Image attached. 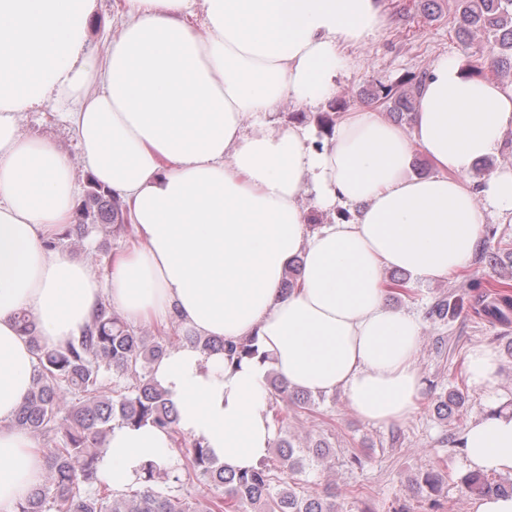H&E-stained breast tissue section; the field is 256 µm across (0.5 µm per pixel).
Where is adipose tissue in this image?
Returning <instances> with one entry per match:
<instances>
[{"label":"adipose tissue","instance_id":"1","mask_svg":"<svg viewBox=\"0 0 512 512\" xmlns=\"http://www.w3.org/2000/svg\"><path fill=\"white\" fill-rule=\"evenodd\" d=\"M93 3L0 0V512L44 482L42 450L15 425L38 363L22 310L55 347L105 299L133 323L255 340L258 357L238 365L186 342L152 366L179 430L232 469L271 451L273 374L290 390L344 391L368 423L407 420L421 323L387 304L383 272L448 277L474 259L484 207L512 218V168L469 179L512 132V89L444 55L424 72L411 133L360 108L316 146L274 115L335 95L348 49L383 22L380 0H122L101 58L86 49ZM59 100L75 103L81 157L135 230L104 280L52 245L75 206L71 157L19 131L22 113ZM418 153L434 174L414 173ZM307 188L348 219L310 230ZM295 260L298 285L283 290ZM460 441L469 468L512 475V410L492 408ZM148 463L175 469L167 431L113 423L99 476L120 493Z\"/></svg>","mask_w":512,"mask_h":512}]
</instances>
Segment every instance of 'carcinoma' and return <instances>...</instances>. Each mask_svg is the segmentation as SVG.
I'll use <instances>...</instances> for the list:
<instances>
[{"label":"carcinoma","mask_w":512,"mask_h":512,"mask_svg":"<svg viewBox=\"0 0 512 512\" xmlns=\"http://www.w3.org/2000/svg\"><path fill=\"white\" fill-rule=\"evenodd\" d=\"M456 34L468 57L478 64L475 73L499 75L512 72V0H456ZM486 38V45L475 46L474 37ZM422 76H414L396 87L375 86L364 92L367 101L386 105L399 118H412ZM126 208L92 177L76 208L73 223L61 238L81 236L89 224H106L113 233H129ZM485 312L500 321L512 313V298L486 306ZM20 330L29 337L37 353L38 366L31 394L16 417V426L30 435L47 434L53 446L45 449L48 477L20 505L19 512H334L330 495L297 494L289 477L280 478L266 463L235 471L217 462L195 440L183 454V477L212 492L201 499L163 495L153 489L161 472L148 464L143 468L136 488L103 497L98 489L106 487L97 476V457L112 422L128 425H153L167 430L178 443L177 411L167 394L151 376V366L173 344L171 337L148 338L134 329L110 306L101 304L91 324L80 338L63 347H47L35 336L27 313L17 317ZM186 340L205 349L222 350L231 360L251 359L258 350L251 341L226 343L222 339L188 336ZM111 368L118 376L131 380L125 389L102 393L100 370ZM271 394L282 395L298 409L309 410L311 397L290 393L282 382L271 381ZM70 396L68 408H61L64 396ZM464 402L456 392L437 400L438 415L445 417L452 407ZM470 496L512 493V483L497 482L479 472L462 481Z\"/></svg>","instance_id":"1"}]
</instances>
